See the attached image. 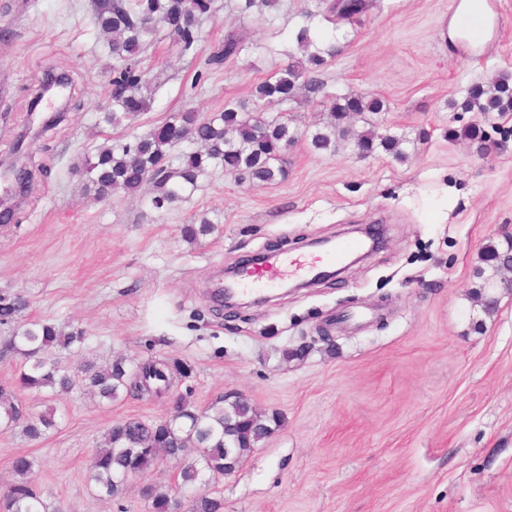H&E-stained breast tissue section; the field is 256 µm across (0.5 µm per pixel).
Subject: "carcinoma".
Returning <instances> with one entry per match:
<instances>
[{
	"label": "carcinoma",
	"mask_w": 512,
	"mask_h": 512,
	"mask_svg": "<svg viewBox=\"0 0 512 512\" xmlns=\"http://www.w3.org/2000/svg\"><path fill=\"white\" fill-rule=\"evenodd\" d=\"M215 0H92V14L98 30L112 36L107 43L112 56L111 109L102 120L115 127L129 117L127 106L133 104L140 112L152 107L148 71L143 56L154 46L159 29L164 28L186 55L196 49L201 21L214 12ZM376 0H331L325 19L335 25L351 23ZM315 13L304 15L305 22L297 31L296 41L307 55L308 67L291 64L281 72L255 86L251 102L229 101L224 109L208 118L185 110L176 122L198 145L195 150L172 155L178 141L165 130L134 137L131 141L112 140L92 156L84 157L82 174L100 191L110 185L126 194L135 195L145 186L144 174L153 169L168 170L166 178L153 185V205L163 207L193 191L209 170L220 168L230 176L242 174L254 186L270 184L285 176L282 153L296 142L295 132L288 121L264 116L262 102L280 103L297 100V90L329 108L328 120L310 132V146L316 151H336L347 135V125L359 118L368 129L357 134L356 143L371 153L375 145L402 154V140L381 135L376 124L366 114L377 115L383 104L365 97L327 96L324 84L314 73L325 64L326 57L335 54L336 47H324L311 37V21ZM249 48L246 32L229 30L214 46L205 65L218 69ZM466 112H512V74L505 73L487 86L470 89L462 105ZM231 138L224 139V129ZM483 260L492 274L477 269L482 283L473 291V302L487 317L494 316L500 298L494 293L499 277L505 273L506 261H512V238L490 239L483 248ZM28 301L20 294L0 296V324L17 323L12 334L0 341V362L17 355L25 358L19 374L23 390H46L57 396L68 392L73 377L50 355L57 349H69L83 340L79 334L61 336L55 325L24 319L21 312ZM192 367L178 360H151L129 369L126 359L118 358L106 368L87 364L84 380L90 391L108 402L122 394L142 393L156 385L160 391L169 387L173 375L188 377ZM16 396L0 385V427H21L24 435L38 439L55 428L54 411L38 416H22L15 404ZM276 417H263L248 402L224 404L220 400L203 410H196L187 397L177 398L169 417L152 422L127 419L113 423L107 430L105 446L97 449L90 467L89 480L103 496L116 497L123 493L130 476L147 473L163 460L180 465L177 482L182 490L193 491L188 499V512H223L224 502L201 489L204 476L213 478L232 472V463H242L254 446L272 432L270 423ZM34 460L19 456L12 462L16 481L0 492V512H48L49 506L29 485ZM151 502V512H175L182 502L171 492L151 485L144 493Z\"/></svg>",
	"instance_id": "cac0c4a2"
}]
</instances>
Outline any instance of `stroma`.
Instances as JSON below:
<instances>
[{
    "label": "stroma",
    "mask_w": 512,
    "mask_h": 512,
    "mask_svg": "<svg viewBox=\"0 0 512 512\" xmlns=\"http://www.w3.org/2000/svg\"><path fill=\"white\" fill-rule=\"evenodd\" d=\"M377 2L354 25L315 20L314 36L339 44L318 77L328 93L380 98L376 120L403 139L405 160L359 156L350 141L316 153L301 139L283 154L285 180L253 188L215 169L158 209L148 190L101 200L78 172L84 156L176 112L206 116L249 98L301 58L300 14L318 0L247 14L216 0L192 54L160 33L144 59L152 108L115 128L102 120L112 58L91 0H0V158L49 69L74 86L68 121L32 144L34 181L0 224V294H23L26 318L83 332L55 354L71 370L120 355L192 367L167 390L111 403L78 384L20 392L23 414L54 411L56 426L37 440L0 428V483L26 454L31 486L62 512H150L142 487L170 489L174 470L160 463L100 498L89 468L108 428L163 419L183 394L203 409L235 393L280 425L213 484L224 512H512V293L490 318L470 298L485 244L512 225V115L461 108L471 87L512 73V0H488L496 21L480 53L445 34L458 0ZM238 27L251 49L202 73ZM468 125L506 135L486 155L480 140L450 138ZM203 216L213 232L185 240L182 225ZM358 224L380 225L385 244L336 280L290 294L267 282L268 302L239 310H216L206 295L257 254L324 261L313 240H349ZM325 324L334 346L303 347Z\"/></svg>",
    "instance_id": "stroma-1"
}]
</instances>
